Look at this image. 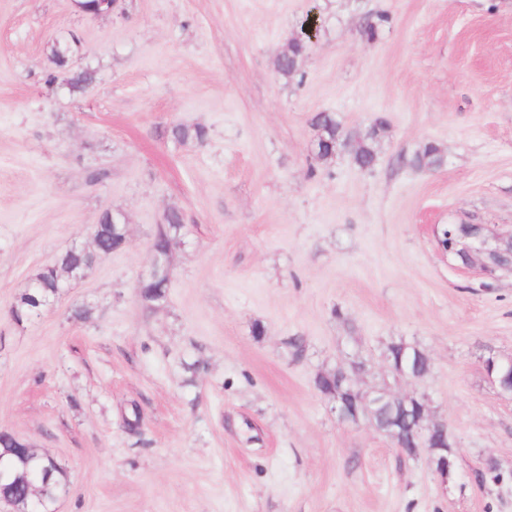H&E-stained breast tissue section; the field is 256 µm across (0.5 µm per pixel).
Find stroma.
I'll return each instance as SVG.
<instances>
[{
    "label": "stroma",
    "mask_w": 512,
    "mask_h": 512,
    "mask_svg": "<svg viewBox=\"0 0 512 512\" xmlns=\"http://www.w3.org/2000/svg\"><path fill=\"white\" fill-rule=\"evenodd\" d=\"M320 112L349 133L384 120L372 171L314 155ZM179 123L207 141L178 144ZM428 142L441 169L403 165ZM172 207L182 245L149 309L135 283ZM107 211L128 246L15 323ZM440 224L512 235V0H0V432L64 467L56 512H512V396L486 371L512 359V272L457 262ZM399 340L429 357L422 381L389 368ZM352 363L361 393L447 425L449 480L338 419L314 380ZM307 42L303 39L291 40L276 57L278 73L286 79L293 78L298 71L297 62L305 54Z\"/></svg>",
    "instance_id": "stroma-1"
}]
</instances>
